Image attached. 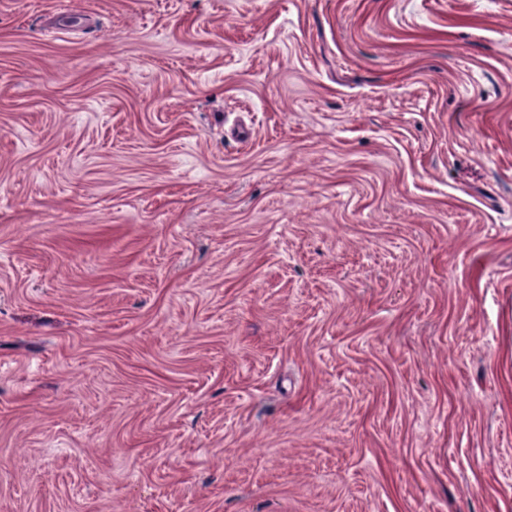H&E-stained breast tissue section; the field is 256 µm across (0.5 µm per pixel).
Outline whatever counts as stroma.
I'll return each mask as SVG.
<instances>
[{
    "instance_id": "35a3bbf8",
    "label": "stroma",
    "mask_w": 512,
    "mask_h": 512,
    "mask_svg": "<svg viewBox=\"0 0 512 512\" xmlns=\"http://www.w3.org/2000/svg\"><path fill=\"white\" fill-rule=\"evenodd\" d=\"M0 512H512V0H0Z\"/></svg>"
}]
</instances>
